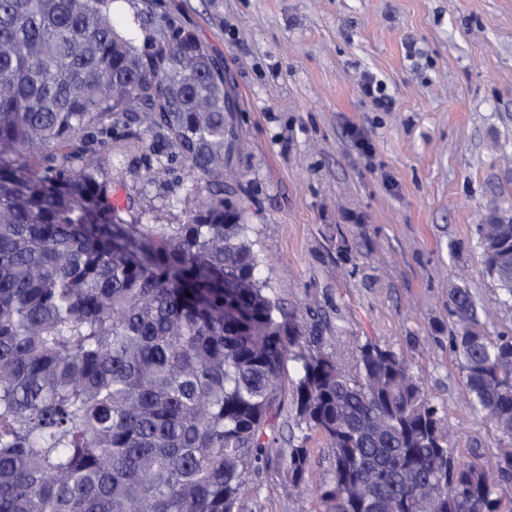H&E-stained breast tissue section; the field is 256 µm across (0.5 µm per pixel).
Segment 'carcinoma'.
<instances>
[{"label":"carcinoma","instance_id":"carcinoma-1","mask_svg":"<svg viewBox=\"0 0 512 512\" xmlns=\"http://www.w3.org/2000/svg\"><path fill=\"white\" fill-rule=\"evenodd\" d=\"M115 2L0 0V512H241L246 477L271 460L289 361L297 426L332 450L312 488L328 512H500L511 447L487 482L454 457L404 356L366 343L350 377L281 314L224 197L239 140L223 71L190 30L142 53ZM120 122L206 182L184 223L112 206L90 134ZM450 301L472 406L512 441V336L485 334L468 289ZM309 466L292 448L288 483L309 486Z\"/></svg>","mask_w":512,"mask_h":512}]
</instances>
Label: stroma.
<instances>
[{
  "label": "stroma",
  "instance_id": "obj_1",
  "mask_svg": "<svg viewBox=\"0 0 512 512\" xmlns=\"http://www.w3.org/2000/svg\"><path fill=\"white\" fill-rule=\"evenodd\" d=\"M125 24L193 31L239 102L224 187L245 209L260 278L305 338L354 372L375 342L403 355L442 410L455 456L492 467L504 442L472 407L449 295L478 299L488 335L512 306L481 255L479 224L512 205V0H123ZM382 103L360 90L364 77ZM112 191L143 224H181L204 184L159 137L113 124L95 137ZM274 461L248 478L243 512H326L312 484L331 450L285 403ZM310 488H286L289 451Z\"/></svg>",
  "mask_w": 512,
  "mask_h": 512
}]
</instances>
